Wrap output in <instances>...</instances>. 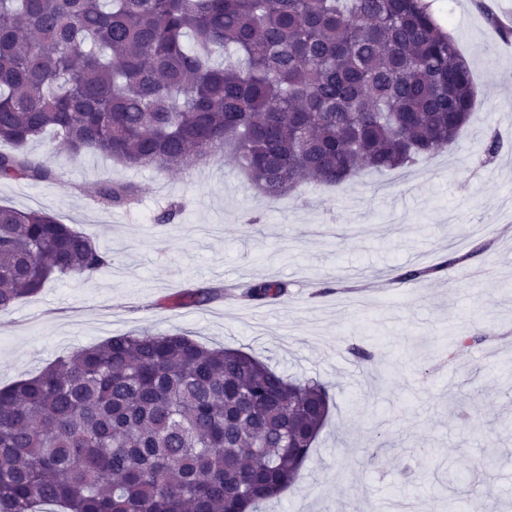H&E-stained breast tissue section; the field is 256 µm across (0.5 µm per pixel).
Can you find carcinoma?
Masks as SVG:
<instances>
[{
  "mask_svg": "<svg viewBox=\"0 0 512 512\" xmlns=\"http://www.w3.org/2000/svg\"><path fill=\"white\" fill-rule=\"evenodd\" d=\"M475 98L427 0H0V181L50 179L27 152L49 133L133 169L224 148L277 200L451 149ZM98 197L127 206L137 190ZM472 257L399 266L393 281ZM110 264L53 215L0 206L1 310ZM286 296L280 280L242 293ZM487 341L462 329L448 360ZM330 401L322 383L186 333L113 336L0 388V512H260L304 478Z\"/></svg>",
  "mask_w": 512,
  "mask_h": 512,
  "instance_id": "cac0c4a2",
  "label": "carcinoma"
}]
</instances>
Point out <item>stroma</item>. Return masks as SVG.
Returning <instances> with one entry per match:
<instances>
[{"instance_id":"obj_1","label":"stroma","mask_w":512,"mask_h":512,"mask_svg":"<svg viewBox=\"0 0 512 512\" xmlns=\"http://www.w3.org/2000/svg\"><path fill=\"white\" fill-rule=\"evenodd\" d=\"M457 40L476 88L475 115L457 148L407 171L364 172L344 188L305 184L268 203L223 155L184 171L128 170L97 153L45 141V182H0V205L43 210L112 256L92 275L48 283L0 310V386L56 358L142 330L186 333L250 353L284 374L328 386L333 403L303 480L263 512H385L408 498L414 512L449 501L512 512V53L501 50L512 0H432ZM503 148L485 162L491 137ZM135 185L131 208L98 201V188ZM183 206L172 223L157 218ZM493 239L490 255L413 284L365 288L367 273L432 265L448 249ZM288 282L279 303L244 301L241 286ZM218 288L203 307L171 305L179 291ZM489 335L454 362L456 329ZM370 348L359 364L349 343ZM474 402L472 425L450 407ZM503 463H477L486 450Z\"/></svg>"}]
</instances>
